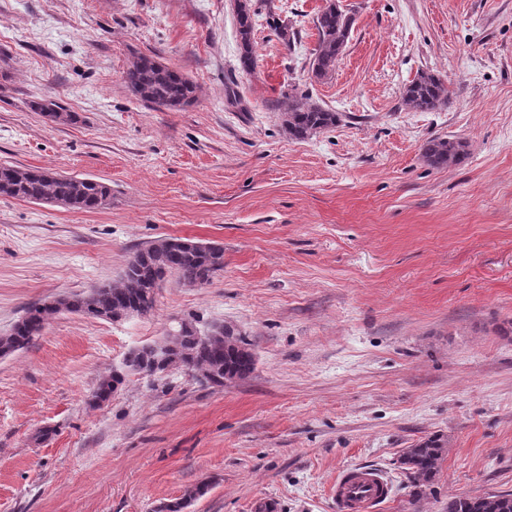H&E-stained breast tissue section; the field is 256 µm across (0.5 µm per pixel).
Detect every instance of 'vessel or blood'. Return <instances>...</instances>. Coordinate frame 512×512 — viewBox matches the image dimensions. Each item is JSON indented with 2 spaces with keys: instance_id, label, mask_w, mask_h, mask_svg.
<instances>
[{
  "instance_id": "vessel-or-blood-1",
  "label": "vessel or blood",
  "mask_w": 512,
  "mask_h": 512,
  "mask_svg": "<svg viewBox=\"0 0 512 512\" xmlns=\"http://www.w3.org/2000/svg\"><path fill=\"white\" fill-rule=\"evenodd\" d=\"M391 496V484L382 470L350 466L338 472L330 488L335 512H376Z\"/></svg>"
}]
</instances>
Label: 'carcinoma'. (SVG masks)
I'll list each match as a JSON object with an SVG mask.
<instances>
[{
  "mask_svg": "<svg viewBox=\"0 0 512 512\" xmlns=\"http://www.w3.org/2000/svg\"><path fill=\"white\" fill-rule=\"evenodd\" d=\"M238 37V69L252 73L257 64L253 41L254 0H235ZM317 42L311 52L309 67L316 79L328 77L336 68L347 46L353 16L339 0H326L313 20ZM274 34L286 45L296 40L297 32L277 19L269 23ZM129 91L158 109L176 110L196 99V85L183 73L172 69L152 55L136 56L123 72ZM450 93L442 78L431 71H421L405 85L403 104L416 112H436L448 106ZM281 113L288 138L305 141L316 133L336 127L338 114L310 104L305 95L292 87L272 103ZM31 109L52 122H68L73 115L61 112L52 102L37 101ZM468 155L466 143L454 138L434 137L423 147V158L435 169L460 164ZM0 196L31 203H50L66 208L94 212L110 204L112 190L91 177L63 175L43 167L0 164ZM224 270V247L215 243L194 242L170 237L138 247L126 259L119 283L91 287L87 292L57 295L26 308L20 319L0 334V357L22 350L40 336L46 321L60 313L83 314L102 320L129 310L145 315L155 304V292L166 277L174 275L187 287H203ZM164 341L170 344L167 358L158 360L152 345L130 349L121 365L120 376L102 378L92 394V401H108L125 377L150 375L172 369H185L212 386L247 379L255 368L250 343L244 336L223 324H213L202 331L195 323L183 320L171 329ZM446 449L436 440H428L404 449L398 462L406 471L420 496L439 472ZM204 487L187 491L180 501L161 506L160 512H185ZM448 512H512V493L488 492L479 496H456L448 501Z\"/></svg>",
  "mask_w": 512,
  "mask_h": 512,
  "instance_id": "carcinoma-1",
  "label": "carcinoma"
}]
</instances>
